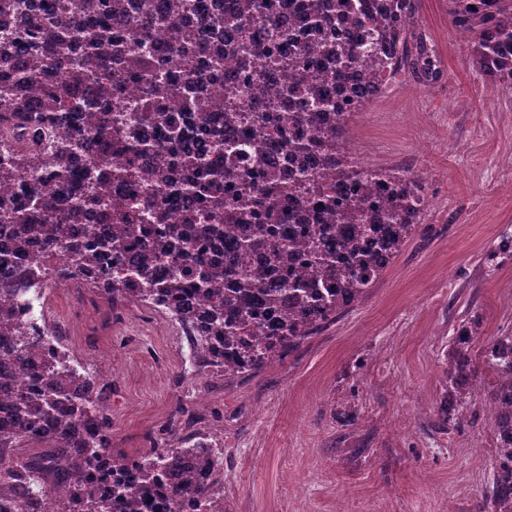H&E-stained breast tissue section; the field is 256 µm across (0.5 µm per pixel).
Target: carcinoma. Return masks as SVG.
Masks as SVG:
<instances>
[{"label":"carcinoma","instance_id":"cac0c4a2","mask_svg":"<svg viewBox=\"0 0 512 512\" xmlns=\"http://www.w3.org/2000/svg\"><path fill=\"white\" fill-rule=\"evenodd\" d=\"M235 0L222 12L194 10L185 0H40L0 46V140L13 147L0 162V221L12 225L0 252L19 261L0 275V498L14 512H143L159 496L166 512H183L182 499L206 502L224 512L218 469L201 484L182 469L188 457L206 458L210 445L189 435L178 448L145 457L112 455L111 421L97 386L65 354L40 358L37 387L14 384V375L41 350L30 336L15 298L55 276L54 251L68 253L67 270L87 272L85 285L111 306L145 302L173 315L191 330L196 360L246 378L296 351L362 300L394 255L422 223L427 203L423 180L384 169L369 180L344 153L347 115L378 95L362 87L359 68L379 80L400 73L433 85L444 77L440 57L413 25L418 0ZM297 15L299 33L279 24L280 11ZM350 12L347 36L330 30ZM452 26L468 34L472 65L492 83L512 89V0H448ZM165 26L171 54H191L208 70L165 72L157 48L145 49ZM235 52L228 68L212 62L211 41ZM280 56L288 69L283 112L276 101L261 112L228 109L209 96L221 77L240 84L277 73H259L255 61ZM142 83L139 104L111 110L112 88ZM352 99L336 105L331 121L328 86ZM216 145L204 160L199 144L186 140L188 113ZM84 165L72 168L76 150ZM162 153L174 193L193 197L184 223L168 222L170 200L151 186ZM305 161L302 181L288 187L281 164ZM127 189L130 203L112 202V185ZM246 234L207 254L227 229ZM43 250L29 255L37 238ZM266 257L260 267L242 266L237 252ZM112 269L89 275L104 256ZM206 296V304L194 298ZM478 319L454 329L448 349V409L438 429L470 422V391L478 381L472 351ZM483 362L497 375L489 401L495 453L484 498L490 512H512V334L485 344ZM98 407L96 432L86 438L81 419ZM133 470L112 499L100 497V468Z\"/></svg>","mask_w":512,"mask_h":512}]
</instances>
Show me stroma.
I'll list each match as a JSON object with an SVG mask.
<instances>
[{
    "instance_id": "obj_1",
    "label": "stroma",
    "mask_w": 512,
    "mask_h": 512,
    "mask_svg": "<svg viewBox=\"0 0 512 512\" xmlns=\"http://www.w3.org/2000/svg\"><path fill=\"white\" fill-rule=\"evenodd\" d=\"M414 23L444 79L370 101L347 143L420 173L430 209L366 297L297 351L228 384L160 309L51 286L56 334L100 376L114 455L205 435L226 512H480L494 458L486 365L473 423L433 424L453 327L478 317L480 348L512 333V261H484L512 228V93L472 68L447 0H419Z\"/></svg>"
}]
</instances>
